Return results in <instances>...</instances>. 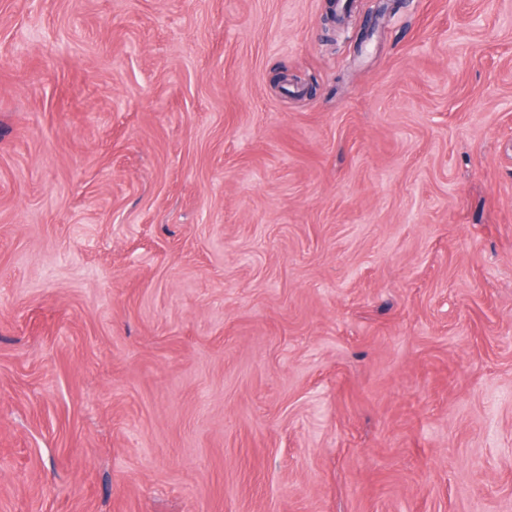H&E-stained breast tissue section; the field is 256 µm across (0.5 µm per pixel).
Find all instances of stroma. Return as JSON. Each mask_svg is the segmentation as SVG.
<instances>
[{
    "label": "stroma",
    "instance_id": "obj_1",
    "mask_svg": "<svg viewBox=\"0 0 512 512\" xmlns=\"http://www.w3.org/2000/svg\"><path fill=\"white\" fill-rule=\"evenodd\" d=\"M0 0V512H512V0Z\"/></svg>",
    "mask_w": 512,
    "mask_h": 512
}]
</instances>
